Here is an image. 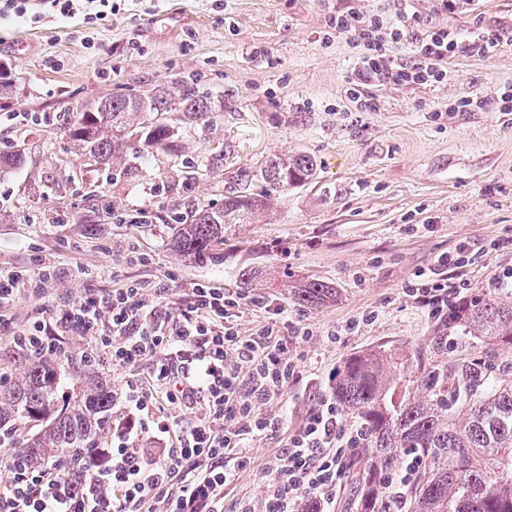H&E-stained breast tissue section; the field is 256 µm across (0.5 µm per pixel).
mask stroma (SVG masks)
<instances>
[{
	"label": "stroma",
	"mask_w": 512,
	"mask_h": 512,
	"mask_svg": "<svg viewBox=\"0 0 512 512\" xmlns=\"http://www.w3.org/2000/svg\"><path fill=\"white\" fill-rule=\"evenodd\" d=\"M406 9L419 24L411 40L391 45L398 64L436 28L463 37L479 24L512 28V0H461L452 13L434 0H119L90 31L78 18L0 24V62L17 89L0 101V152L24 157L0 173V267L57 272L48 296L19 297L14 329L51 317L54 296L78 304L134 280L166 284L144 302L175 318L203 281L241 294L240 335L274 322L288 339L299 374L265 406L280 425L252 442L224 489V512H237L243 499L263 512L272 465L333 399L351 355L381 347L435 366L479 357L512 380L510 351L454 336L436 349L444 313L413 293L419 273L446 255L460 300L491 291L512 303V112L499 100L512 88V44L448 59L441 83L355 85L363 47L336 33L332 18L355 12L394 23ZM174 78L209 94L213 119L181 126L165 151L131 145L123 170L81 155L53 122L72 103ZM461 99L470 100L467 111H457ZM298 152L316 159L315 183L276 196L212 255L174 249V211L222 205L241 170ZM105 205L122 223L99 221ZM143 208L151 223H137ZM247 268L258 273L249 288L240 284ZM309 282L336 293L300 302L295 288ZM51 342L73 358L94 357L113 390L149 379V362L113 366L100 337Z\"/></svg>",
	"instance_id": "1"
}]
</instances>
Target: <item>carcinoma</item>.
<instances>
[{
	"instance_id": "1",
	"label": "carcinoma",
	"mask_w": 512,
	"mask_h": 512,
	"mask_svg": "<svg viewBox=\"0 0 512 512\" xmlns=\"http://www.w3.org/2000/svg\"><path fill=\"white\" fill-rule=\"evenodd\" d=\"M214 115L211 98L185 80L160 82L138 94L105 95L60 111L57 124L73 147L104 165L127 152L124 132L133 127L143 149L170 147L178 125H201ZM316 161L309 155H273L259 172L240 171L225 188L220 208L191 205L176 216L177 248L188 256L213 253L238 224L266 210L271 192L310 185ZM262 181L269 192L256 194ZM332 293L311 282L298 298L315 303ZM447 336L477 339L512 349V304L491 292L448 307L440 345ZM23 371L0 376V445L19 448L16 458L36 465L50 458L89 456L112 419V379L92 361L49 360L20 346ZM364 432L363 467L356 471L360 512H386L387 471L409 455L423 465L405 512H512V383L496 380L479 359L451 370H425L385 351H367L344 363L334 391ZM41 423L26 438L20 426Z\"/></svg>"
}]
</instances>
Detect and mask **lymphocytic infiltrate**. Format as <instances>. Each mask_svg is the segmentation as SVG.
I'll list each match as a JSON object with an SVG mask.
<instances>
[{"instance_id":"1","label":"lymphocytic infiltrate","mask_w":512,"mask_h":512,"mask_svg":"<svg viewBox=\"0 0 512 512\" xmlns=\"http://www.w3.org/2000/svg\"><path fill=\"white\" fill-rule=\"evenodd\" d=\"M112 9V0H0V20L35 23L79 16L92 25ZM417 22L416 15L406 13L396 25L379 15L352 13L336 15L332 25L362 44L361 83L382 77L405 84L439 83L447 77L448 59L457 53L484 56L512 41V30L480 27L462 41L437 29L418 41L410 64L392 67L389 44L411 38ZM54 277L49 268L36 276L24 268L0 269V312L34 284ZM145 288V283H134L105 297L66 305L54 325L37 320L26 328L29 336L57 330L108 337L113 366L153 360V386L145 388L133 378L115 394L113 404L122 418L112 427L111 447L92 454L82 487L63 475L59 461L13 463L0 487V512H129L130 506L152 499L163 500L166 512H223L224 489L246 465L251 441L276 425L262 414L263 405L281 394L297 367L286 356L277 324L251 336L239 334V295L194 283L187 308L165 325L146 310ZM235 358L250 365L248 389L240 387L231 364ZM157 392L170 404L199 403V416L187 422L157 412L152 402ZM139 421L152 424L165 444L152 451L137 447ZM360 439L359 430L339 428L335 403L323 402L273 464L265 512H299L303 497L313 512H327L342 479L340 461ZM228 448L237 449L235 461H226Z\"/></svg>"}]
</instances>
